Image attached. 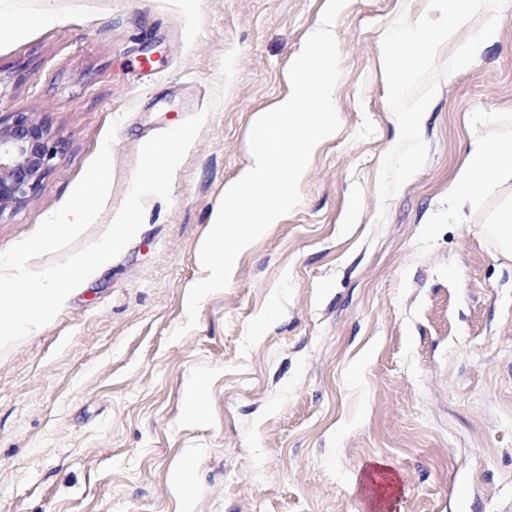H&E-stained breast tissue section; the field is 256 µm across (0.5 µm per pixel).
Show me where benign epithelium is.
I'll list each match as a JSON object with an SVG mask.
<instances>
[{"instance_id": "obj_1", "label": "benign epithelium", "mask_w": 512, "mask_h": 512, "mask_svg": "<svg viewBox=\"0 0 512 512\" xmlns=\"http://www.w3.org/2000/svg\"><path fill=\"white\" fill-rule=\"evenodd\" d=\"M58 154L49 128L26 112L0 118V216L25 205Z\"/></svg>"}]
</instances>
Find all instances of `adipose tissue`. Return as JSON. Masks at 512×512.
Returning a JSON list of instances; mask_svg holds the SVG:
<instances>
[{"mask_svg":"<svg viewBox=\"0 0 512 512\" xmlns=\"http://www.w3.org/2000/svg\"><path fill=\"white\" fill-rule=\"evenodd\" d=\"M512 179V143L478 144L470 160L458 173L454 184L457 195H476L503 180Z\"/></svg>","mask_w":512,"mask_h":512,"instance_id":"adipose-tissue-1","label":"adipose tissue"}]
</instances>
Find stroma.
<instances>
[{
  "label": "stroma",
  "instance_id": "obj_1",
  "mask_svg": "<svg viewBox=\"0 0 512 512\" xmlns=\"http://www.w3.org/2000/svg\"><path fill=\"white\" fill-rule=\"evenodd\" d=\"M72 2L0 43V117L30 113L60 141L36 195L0 216V251L66 202L109 127L112 184L87 242L142 144L209 116L170 200L147 199L126 248L0 354V512H367L352 479L376 460L401 478L395 512H512V255L487 234L512 181L452 192L474 145L512 141V0L441 80L421 121L428 161L381 222V159L399 139L381 40L427 0H348L333 25L339 130L315 147L298 207L175 342L224 187L251 160L254 121L290 95L326 0Z\"/></svg>",
  "mask_w": 512,
  "mask_h": 512
}]
</instances>
